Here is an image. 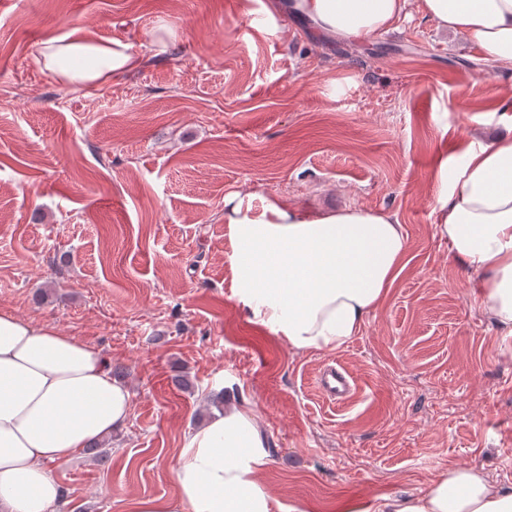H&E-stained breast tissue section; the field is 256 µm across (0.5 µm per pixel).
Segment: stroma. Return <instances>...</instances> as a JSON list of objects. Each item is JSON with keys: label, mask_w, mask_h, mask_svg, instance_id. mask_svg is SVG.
Masks as SVG:
<instances>
[{"label": "stroma", "mask_w": 512, "mask_h": 512, "mask_svg": "<svg viewBox=\"0 0 512 512\" xmlns=\"http://www.w3.org/2000/svg\"><path fill=\"white\" fill-rule=\"evenodd\" d=\"M117 38L142 59L74 88L37 51ZM422 14L373 42L314 36L260 0H0V309L123 369L109 457L51 466L60 512L174 492L184 435L225 405L259 416V481L288 512H373L449 466L512 486V335L433 211V174L512 128V74ZM389 212L406 265L355 336L292 353L235 296L224 199ZM344 368L330 402L316 378Z\"/></svg>", "instance_id": "obj_1"}]
</instances>
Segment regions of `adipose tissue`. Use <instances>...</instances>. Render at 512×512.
I'll use <instances>...</instances> for the list:
<instances>
[{
	"instance_id": "obj_1",
	"label": "adipose tissue",
	"mask_w": 512,
	"mask_h": 512,
	"mask_svg": "<svg viewBox=\"0 0 512 512\" xmlns=\"http://www.w3.org/2000/svg\"><path fill=\"white\" fill-rule=\"evenodd\" d=\"M311 21L322 38L371 41L421 13L512 72V0H267ZM46 71L73 86L135 70L118 39L43 43ZM434 210L457 258L486 271V312L512 333V134L470 143L440 164ZM236 296L251 321L297 353L333 350L354 336L402 271L408 242L382 210H306L265 199L252 213L225 200ZM131 393L96 350L49 323L0 311V512H54L63 489L48 467L128 422ZM269 462L252 412L233 405L188 432L174 465L175 493L136 500L132 512H281L261 487ZM375 512H512V487L474 466L441 471L418 495L381 496Z\"/></svg>"
}]
</instances>
